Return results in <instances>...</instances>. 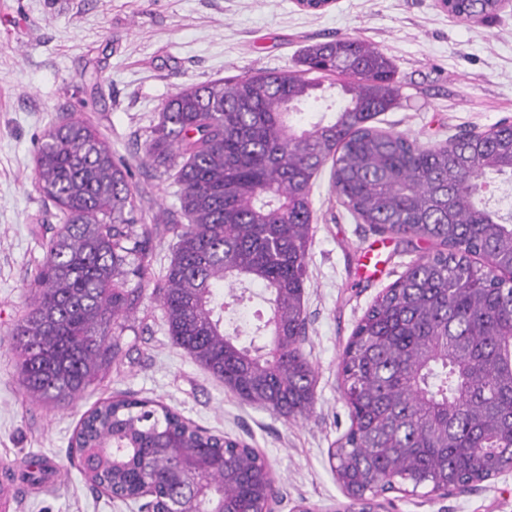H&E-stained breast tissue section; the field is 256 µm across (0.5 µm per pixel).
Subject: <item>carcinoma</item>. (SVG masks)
Segmentation results:
<instances>
[{
    "instance_id": "cac0c4a2",
    "label": "carcinoma",
    "mask_w": 512,
    "mask_h": 512,
    "mask_svg": "<svg viewBox=\"0 0 512 512\" xmlns=\"http://www.w3.org/2000/svg\"><path fill=\"white\" fill-rule=\"evenodd\" d=\"M506 0H450L465 21L495 17ZM347 77L341 101L322 75ZM377 47L341 37L306 46L299 68L191 86L169 99L147 155L175 169L180 213L173 256L155 296L173 342L242 401L286 419L314 406L306 333L311 190L331 166L341 203L378 233L434 249L416 259L357 324L340 362L349 431L330 456L347 498L398 490L463 491L512 471V212L487 207L469 174L512 175V123L433 146L372 125L400 96ZM331 120L293 122L310 99ZM131 172L90 124L69 119L43 135L36 188L62 225L43 243L29 311L10 331L28 401L76 403L119 359L123 320L152 276L154 225ZM490 260L481 270L472 258ZM259 283L269 315L249 347L224 330L237 285ZM229 293H224L223 288ZM71 447L83 480L138 509L263 512L274 479L250 446L204 431L152 400L115 395L86 410ZM27 489L55 471L44 460L3 468Z\"/></svg>"
}]
</instances>
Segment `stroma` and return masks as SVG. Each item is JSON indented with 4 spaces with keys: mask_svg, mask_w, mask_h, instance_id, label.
<instances>
[{
    "mask_svg": "<svg viewBox=\"0 0 512 512\" xmlns=\"http://www.w3.org/2000/svg\"><path fill=\"white\" fill-rule=\"evenodd\" d=\"M356 37L395 66L400 100L374 121L425 145L462 131L512 121V0L488 21L448 16L439 0H335L321 13L296 0H0V466L38 455L65 465L82 413L118 392L170 406L213 434L255 448L267 461L275 512H339L347 499L329 461L351 426L339 364L376 297L424 244L385 241L376 273L367 247L381 240L356 220L322 168L312 189L313 219L303 351L316 373L309 417L285 419L249 405L191 362L170 339L146 283L126 318L123 355L77 404L51 412L25 402L8 333L27 311L43 242L61 213L34 185L35 152L61 114L92 124L132 173L149 214L163 220L153 241L155 275L168 266L166 227L179 207L172 170L145 148L164 104L180 90L261 71L293 70L306 45ZM243 306L224 312L240 345L254 338L265 292L249 285ZM20 512H131L94 493L75 470L55 488L21 492ZM384 512H512V471L463 493H387Z\"/></svg>",
    "mask_w": 512,
    "mask_h": 512,
    "instance_id": "stroma-1",
    "label": "stroma"
}]
</instances>
